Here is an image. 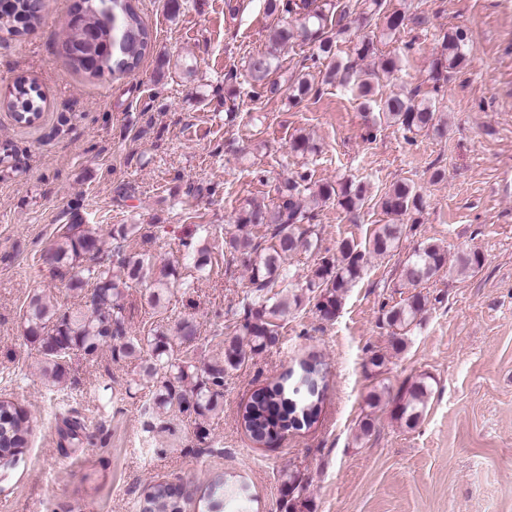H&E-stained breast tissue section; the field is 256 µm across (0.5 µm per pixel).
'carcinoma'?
<instances>
[{
	"label": "carcinoma",
	"instance_id": "carcinoma-1",
	"mask_svg": "<svg viewBox=\"0 0 512 512\" xmlns=\"http://www.w3.org/2000/svg\"><path fill=\"white\" fill-rule=\"evenodd\" d=\"M387 0H369V11L355 21L370 23L373 16L385 14L386 29L396 32L409 23L421 25L424 19L405 11L386 12ZM44 0H11L7 11H0V30L21 34L42 19ZM271 14L290 17L269 33V48L250 58L248 69L256 97L277 98L283 85L274 75L280 68L278 52L290 44L314 47L317 55L328 60L326 80H339L356 86L363 97L379 91L380 82L398 68V58L378 54L371 38L360 40L355 47L359 60H373V67L352 78L350 67L335 58L334 48L350 29L353 16L350 5L335 0H267ZM71 11L80 13L81 22L67 25L66 37L59 44V54L71 68L90 77L107 73L128 74L135 71L152 45V34L132 5V0H76ZM96 31V58L74 55L70 49L81 43L84 30ZM442 52L432 69L440 74L457 68L467 60V33L456 27L444 33ZM313 90L305 77L288 80V101L297 104ZM43 96L38 87L24 79L15 82V95L7 102L18 123L29 124L42 109ZM379 120L398 125L409 132H419L439 125L435 107L416 94L390 96L385 99ZM368 201L364 183L345 179L339 183H319L303 170L282 180L276 189V202L267 206L251 201L237 214L234 230L225 232L224 248L231 260H238L248 272V291L240 303L239 317L229 325L224 336V353L220 357L197 363L190 348L199 339L197 323L189 317L175 320L172 327L159 326L146 336H133L127 327L122 298L138 284L152 287L147 302L157 307L173 280H181L179 268L171 263L151 265L136 253L126 250L128 238L141 233L151 238L150 229L139 224H113L108 235L112 248L104 251L98 232L79 219L66 225L57 239L45 249L41 263L68 278L69 289L88 293L87 310H63L51 300L34 295L23 314L24 338L37 345L43 376L58 386L68 381L71 355L81 352L91 358L107 346L115 362L134 363L135 383L154 387V404L208 419L218 414L224 397V379L255 354L280 344L279 321L305 304H313L325 320H332L342 307L345 296L361 277L372 258L395 255L407 232L416 230L417 215L424 207L423 197L410 183L400 181L379 196L374 205L389 217L374 230L365 244L349 239L341 241L338 255L323 256L304 281H295V273L286 265L288 257L301 249L318 247L316 225L311 223L312 210L329 202L347 212L362 208ZM205 237L186 253L185 259L198 272L209 261ZM484 263L476 249L457 258V272L473 274ZM448 269V250L436 242L424 240L401 264L398 282L410 289L399 302L382 306V323L390 330L396 350L406 345L408 333L421 321L436 297L420 291L431 279ZM188 288L190 283L181 280ZM302 387L289 389V374L255 390L240 415L241 425L256 444L265 445L290 430H301L316 423L326 383V364L312 357L302 364ZM432 396L431 376L422 374L405 381L392 398V416L408 429L415 428L427 412ZM80 420L68 419L60 431L64 440L80 441ZM30 425L26 410L14 399L0 395V467L12 465L29 445ZM286 512H309L307 487L286 472L282 476ZM195 491L188 484L151 480L139 495V512H189ZM247 500V489L224 475L213 481L203 500V512H224L229 502Z\"/></svg>",
	"mask_w": 512,
	"mask_h": 512
}]
</instances>
